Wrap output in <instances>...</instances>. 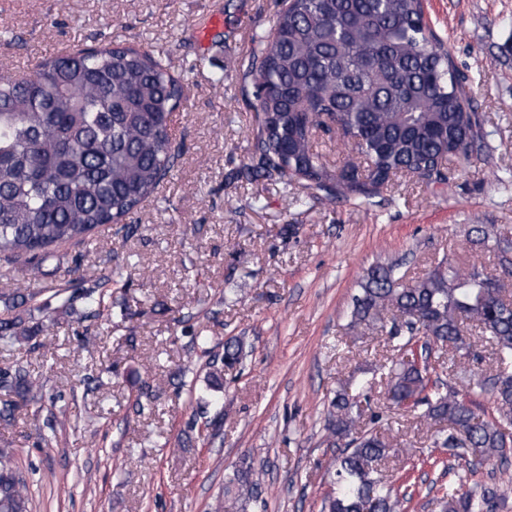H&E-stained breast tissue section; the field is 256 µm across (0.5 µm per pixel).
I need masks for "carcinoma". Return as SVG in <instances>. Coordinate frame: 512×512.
Segmentation results:
<instances>
[{
  "label": "carcinoma",
  "mask_w": 512,
  "mask_h": 512,
  "mask_svg": "<svg viewBox=\"0 0 512 512\" xmlns=\"http://www.w3.org/2000/svg\"><path fill=\"white\" fill-rule=\"evenodd\" d=\"M270 30L244 71L255 110V135L244 174L254 180L303 183L330 203H371L398 171L429 186L445 184L446 163L480 161L488 148L484 122L466 93L468 76L453 63L426 22L421 0H279ZM184 86L165 60L150 50L101 45L43 58L24 81L0 76V254L25 258L29 275H43L56 248L80 243L105 224H120L172 172L181 148L172 137L173 112ZM336 131L361 157L333 170L314 147L321 132ZM472 248L493 252L500 273L440 263L404 285L394 265L370 267L353 297L355 330L393 314L394 353L382 365L392 404L418 412L434 430V445L472 464L509 463L512 448V373L490 378L448 372V384L431 380L427 359L416 364L411 345L423 350H468L467 324L479 327L497 360H512V241L486 224L468 233ZM58 286L50 298L18 283L0 285V299L36 302L43 320L35 328L0 319V343H30L51 336L58 316L79 306L102 315L106 294L96 284ZM244 356L238 339L224 343V368ZM42 385L22 366L0 370V390L14 396L0 407V426L41 399ZM488 394L494 413L479 418L473 395ZM360 393L343 387L329 407L328 439L344 450L335 460L333 490L322 512H402L395 481L379 464L390 442L360 428ZM258 489L251 467L224 485L220 512ZM496 491L462 492L455 485L439 499L444 512H491ZM28 484L12 452L0 448V512H28Z\"/></svg>",
  "instance_id": "cac0c4a2"
}]
</instances>
